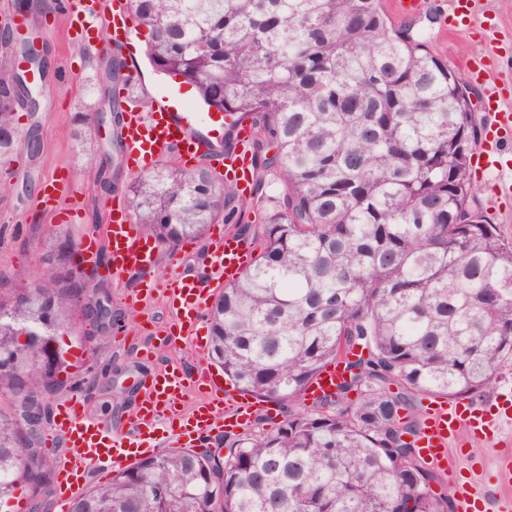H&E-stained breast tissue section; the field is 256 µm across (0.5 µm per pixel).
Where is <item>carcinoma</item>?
<instances>
[{
    "label": "carcinoma",
    "mask_w": 512,
    "mask_h": 512,
    "mask_svg": "<svg viewBox=\"0 0 512 512\" xmlns=\"http://www.w3.org/2000/svg\"><path fill=\"white\" fill-rule=\"evenodd\" d=\"M154 69L224 113V140L251 120L256 172L277 196L243 197L207 165L171 162L128 186L127 210L163 245L239 224L262 200L260 251L213 303L210 356L233 386L283 419L206 452L155 454L74 499L70 512H455L403 436L426 396L474 397L512 362V243L473 209L471 99L382 0H130ZM113 86L128 84L113 60ZM112 153H124L111 100ZM23 92L0 80V157ZM51 270L0 288V503L46 478L24 442L49 392L41 351L100 289L56 235ZM362 354L336 393L306 387L344 350ZM357 399L349 398L350 392ZM406 415H400V411Z\"/></svg>",
    "instance_id": "obj_1"
}]
</instances>
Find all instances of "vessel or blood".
<instances>
[{
  "label": "vessel or blood",
  "instance_id": "vessel-or-blood-1",
  "mask_svg": "<svg viewBox=\"0 0 512 512\" xmlns=\"http://www.w3.org/2000/svg\"><path fill=\"white\" fill-rule=\"evenodd\" d=\"M66 16L84 30L104 22L116 48H125L134 35V20L128 0H64ZM495 16L481 0H449L444 27L485 42L484 54L461 65L464 78L482 90V107L489 116V129L473 154L474 168L494 180L493 194L512 199V86L498 82L493 70L498 48L490 42ZM192 87L174 81L168 91L152 101L148 109L130 107L122 128L124 156L133 165L150 164L162 155L176 154L179 162H202L224 170L243 194H250L255 167L249 150L251 131L240 123L239 139L232 149L224 147V115L189 111L186 101ZM115 277L132 276L137 288L131 298L139 303L151 297L153 283H162L167 305L179 338L189 340L193 357L189 362L166 365L142 381L144 395L128 418L127 429L112 430L89 413L86 398L73 393L54 411V431L49 446L64 447L58 466L55 501L60 512L68 502L84 493L101 465L123 468L157 453L161 444L179 448H206L214 438L236 432L251 422L255 404L224 385L223 372L206 360V347L196 327L212 296L236 281L251 263V246L243 238L216 228L205 262L191 276L172 275L158 281L159 250L156 241L138 233L123 206H114L105 238ZM346 375L345 359L329 365L304 393L313 402L335 391ZM197 401L190 409L181 403L188 393ZM512 425V395L497 396L487 406L469 400L438 402L424 413L414 445L429 467L456 470L464 451L463 436L491 439ZM503 492L497 512H512V452L502 453L495 471ZM457 512H486L487 497L474 485L473 477L457 486Z\"/></svg>",
  "mask_w": 512,
  "mask_h": 512
}]
</instances>
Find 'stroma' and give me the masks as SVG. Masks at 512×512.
<instances>
[{"label":"stroma","instance_id":"1","mask_svg":"<svg viewBox=\"0 0 512 512\" xmlns=\"http://www.w3.org/2000/svg\"><path fill=\"white\" fill-rule=\"evenodd\" d=\"M14 18L22 26L10 30L12 43L34 38L46 68L35 76L40 112L19 115L20 127L36 125V146L31 149L24 140H17L12 153L0 162V181L9 186L0 193V286L5 288L18 286L19 269L34 274L43 270L42 242L56 230L80 242L89 231L103 229L112 206L124 201L135 178L119 159L105 168L110 189H102L95 180L111 131L92 133L88 117L100 106L99 86L105 83L113 60L131 61L138 71L139 80L129 92L132 100L150 104L168 85L167 77L153 70L144 50L131 55L113 48L102 36L91 55L76 51L61 0H0V19ZM400 23L424 32L432 50L452 68L484 49L467 37L445 35L440 24L429 23L422 13L401 18ZM61 177L68 179L72 195L58 205H40L44 183ZM206 245L203 239L184 241L173 251L160 252L158 279L196 273L205 259ZM95 280L112 301V325L101 336L88 334L79 319L64 329L60 344L68 353V367L59 373L61 386L46 405L55 408L79 391L96 416L117 425L141 399V378L161 364L187 356L189 346L180 341L166 343L154 335V324L171 320L162 296L131 305L128 282L114 278L104 265L96 269ZM53 428L52 418L46 417L34 431V443L44 453L47 479L27 488L26 512H48L51 505L58 451L46 447L45 441Z\"/></svg>","mask_w":512,"mask_h":512}]
</instances>
